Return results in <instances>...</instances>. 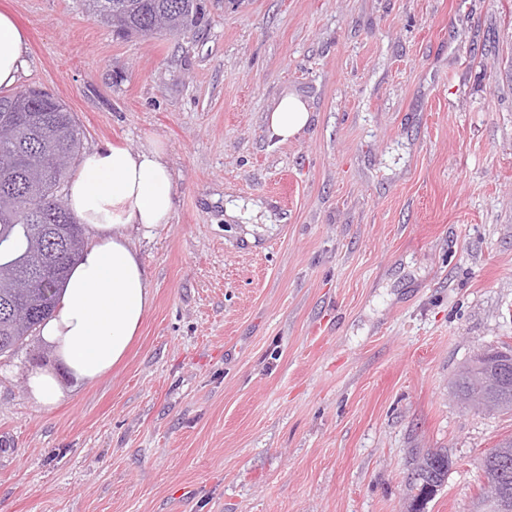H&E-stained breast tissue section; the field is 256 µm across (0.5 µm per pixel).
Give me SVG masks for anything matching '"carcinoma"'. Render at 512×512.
Listing matches in <instances>:
<instances>
[{
    "mask_svg": "<svg viewBox=\"0 0 512 512\" xmlns=\"http://www.w3.org/2000/svg\"><path fill=\"white\" fill-rule=\"evenodd\" d=\"M93 17L124 38L178 34L201 18L200 0H87ZM0 92V354L35 336L53 313L60 288L84 250L81 225L67 208L61 190L76 159L81 130L74 113L58 98L37 88ZM490 372L482 354L463 367L454 395L478 394ZM512 412V381L483 405ZM448 455L431 453L416 460L409 477L416 490L411 512L436 495L448 477ZM498 479V494L512 506V456L481 462Z\"/></svg>",
    "mask_w": 512,
    "mask_h": 512,
    "instance_id": "obj_1",
    "label": "carcinoma"
}]
</instances>
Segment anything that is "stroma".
Instances as JSON below:
<instances>
[{
    "label": "stroma",
    "instance_id": "1",
    "mask_svg": "<svg viewBox=\"0 0 512 512\" xmlns=\"http://www.w3.org/2000/svg\"><path fill=\"white\" fill-rule=\"evenodd\" d=\"M123 39L82 0H0L18 84L83 151L161 142L170 224L134 239L154 292L128 357L34 406L40 337L0 356V512H473L512 413L451 383L512 346V0H200ZM300 98L287 143L266 116ZM27 34L15 18L0 12V89H11L26 67ZM268 129L272 138L287 142L309 125L311 114L299 98L285 95L268 116ZM448 455L444 453L426 454L416 460L409 477L412 490H417L411 512H421V505L436 495L434 487H442L448 477ZM413 475V477H412ZM424 475L423 479L417 476Z\"/></svg>",
    "mask_w": 512,
    "mask_h": 512
}]
</instances>
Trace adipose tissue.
<instances>
[{
	"label": "adipose tissue",
	"mask_w": 512,
	"mask_h": 512,
	"mask_svg": "<svg viewBox=\"0 0 512 512\" xmlns=\"http://www.w3.org/2000/svg\"><path fill=\"white\" fill-rule=\"evenodd\" d=\"M27 50L25 30L10 13L0 12V89L16 85ZM268 120L271 137L283 143L308 126L311 114L302 100L287 95ZM67 203L90 241L40 328L55 362L32 369L25 388L42 409L65 399L61 373L92 384L120 363L153 305L133 237L169 224L175 210L162 144L152 141L136 149L109 144L85 156L69 183Z\"/></svg>",
	"instance_id": "1"
}]
</instances>
